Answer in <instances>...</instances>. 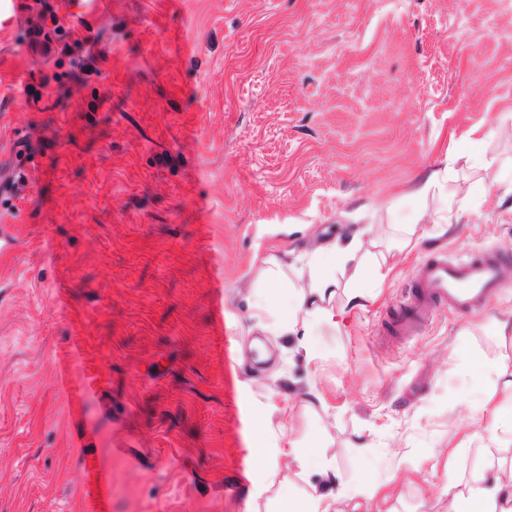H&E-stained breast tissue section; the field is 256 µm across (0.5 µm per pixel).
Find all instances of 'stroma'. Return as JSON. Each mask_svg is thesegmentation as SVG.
<instances>
[{"label": "stroma", "instance_id": "stroma-1", "mask_svg": "<svg viewBox=\"0 0 512 512\" xmlns=\"http://www.w3.org/2000/svg\"><path fill=\"white\" fill-rule=\"evenodd\" d=\"M14 11L0 8V512H89L86 454L111 512H246L275 462L256 453L260 415L346 485H379L359 512H452L474 470L512 463L511 428L492 442L470 424L505 398L472 359L512 373L493 323L512 314V268L475 313L382 334L424 259H512L507 0H107L67 16L99 52L63 80ZM28 55L36 99L12 80ZM21 136L49 165L25 186L4 168ZM435 165L449 192L481 190L480 209L396 253L365 306L337 294L315 361L258 327L255 257L391 242Z\"/></svg>", "mask_w": 512, "mask_h": 512}]
</instances>
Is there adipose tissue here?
Returning <instances> with one entry per match:
<instances>
[{
  "label": "adipose tissue",
  "instance_id": "ef3b65f1",
  "mask_svg": "<svg viewBox=\"0 0 512 512\" xmlns=\"http://www.w3.org/2000/svg\"><path fill=\"white\" fill-rule=\"evenodd\" d=\"M448 169L436 168L419 176L413 183L409 196L419 205L414 215L402 226L400 249L416 247L422 235L418 231L426 210L429 197L439 196L441 203L432 213V222L439 233H446L451 221L453 207L473 210L478 206L475 197L467 196L458 204H448ZM389 250L374 253L363 251L360 239H352L347 246L334 243L320 247L308 255L304 264H296L291 252H284L282 258L270 259L261 271L264 287L252 294V308L259 326L274 336H285L302 330L305 339L301 344L307 358H314L315 347L310 338L321 329H335L336 297L335 269H351L347 282L348 303L359 306L371 298L372 290L381 282L388 269ZM294 270L295 282L284 284L287 296L281 304L273 302V286L281 282L284 269ZM282 283V282H281ZM263 440L272 442L276 457L297 467L302 475H316V482L310 483L298 502L297 512H337L338 501L357 498L372 499L377 493L375 486L341 488L340 479L334 469L328 468L325 460L305 448L299 441L276 433L268 425H260ZM458 512H512V468L505 471L495 483H487L482 471H475L465 492L458 496Z\"/></svg>",
  "mask_w": 512,
  "mask_h": 512
}]
</instances>
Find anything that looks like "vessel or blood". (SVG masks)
I'll return each instance as SVG.
<instances>
[{
  "label": "vessel or blood",
  "mask_w": 512,
  "mask_h": 512,
  "mask_svg": "<svg viewBox=\"0 0 512 512\" xmlns=\"http://www.w3.org/2000/svg\"><path fill=\"white\" fill-rule=\"evenodd\" d=\"M505 286L502 260L486 253L453 262L430 260L421 264L407 303L392 321L395 336L415 335L440 308L469 314L494 299ZM84 488L93 504L107 503L105 480L91 460L82 463Z\"/></svg>",
  "instance_id": "obj_1"
}]
</instances>
